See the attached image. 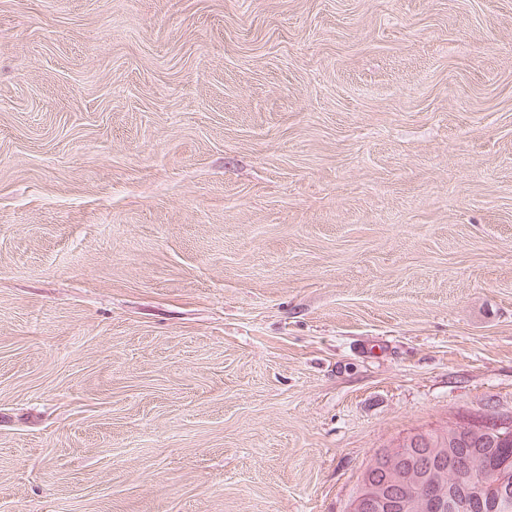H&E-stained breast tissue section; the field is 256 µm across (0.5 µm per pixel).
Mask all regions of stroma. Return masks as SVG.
Here are the masks:
<instances>
[{"instance_id": "1", "label": "stroma", "mask_w": 512, "mask_h": 512, "mask_svg": "<svg viewBox=\"0 0 512 512\" xmlns=\"http://www.w3.org/2000/svg\"><path fill=\"white\" fill-rule=\"evenodd\" d=\"M512 415V0H0V512H345ZM388 486L371 484L365 473L362 474L355 493L358 492L350 499L346 512H364L366 509L384 512L388 505L394 504L390 503L394 500L390 496Z\"/></svg>"}]
</instances>
